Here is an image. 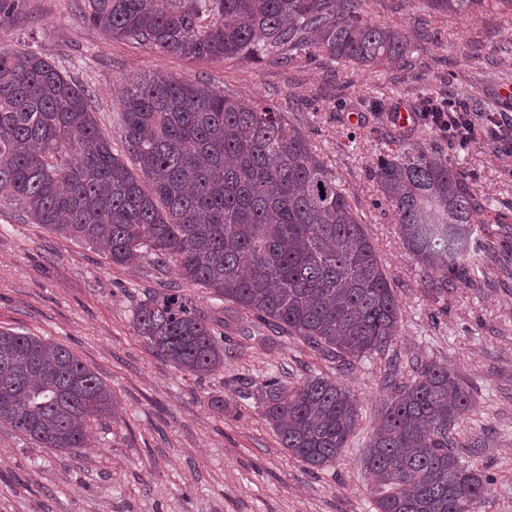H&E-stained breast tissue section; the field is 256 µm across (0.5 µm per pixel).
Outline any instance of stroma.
<instances>
[{
  "label": "stroma",
  "instance_id": "obj_1",
  "mask_svg": "<svg viewBox=\"0 0 512 512\" xmlns=\"http://www.w3.org/2000/svg\"><path fill=\"white\" fill-rule=\"evenodd\" d=\"M81 6L15 0L0 18V44L30 47L74 76L122 157L120 99L130 77L160 73L273 102L307 133L361 213L397 290L399 334L388 352L345 365L190 287L187 295L227 338L223 370L192 376L153 354L133 322L147 292L177 285L173 267L111 264L1 202L0 328L65 345L111 387L119 416L95 425L76 455L32 447L0 424V512H375L364 460L393 361L402 382L416 362L436 361L469 386L474 407L461 429L470 445L460 454L490 482L480 512H512V156L487 129L458 152L421 120L399 139L389 115L399 102L451 93L511 120L512 96L502 90L512 86V12L463 17L421 0H361L365 18L402 32L413 49L406 66L362 68L326 59L300 67L274 55L192 60L110 38L83 21ZM421 142L451 159L486 200L478 235L494 250L477 284L459 282L438 298L378 208L371 176L378 156ZM309 375L336 379L360 408L346 448L319 470L288 457L257 396L268 378ZM217 399L227 411L214 407Z\"/></svg>",
  "mask_w": 512,
  "mask_h": 512
}]
</instances>
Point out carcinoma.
<instances>
[{
  "label": "carcinoma",
  "mask_w": 512,
  "mask_h": 512,
  "mask_svg": "<svg viewBox=\"0 0 512 512\" xmlns=\"http://www.w3.org/2000/svg\"><path fill=\"white\" fill-rule=\"evenodd\" d=\"M451 14L512 0H424ZM359 0H84L83 18L114 39L190 59L288 53L400 65L405 36ZM139 179L100 131L92 101L54 62L0 46V201L33 224L86 243L117 266L173 265L182 284L301 337L346 363L389 349L397 291L356 208L301 129L270 104L172 76L133 77L120 116ZM381 199L439 295L468 280L489 249L486 205L460 169L418 147L377 159ZM149 349L202 377L224 368V336L182 288L147 294L133 316ZM391 388L368 445L376 512H479L488 480L456 451L472 393L445 364L415 365ZM263 415L288 455L322 469L355 430L356 399L310 375L260 387ZM115 410L111 387L64 345L0 329V423L38 448L76 453Z\"/></svg>",
  "instance_id": "1"
}]
</instances>
